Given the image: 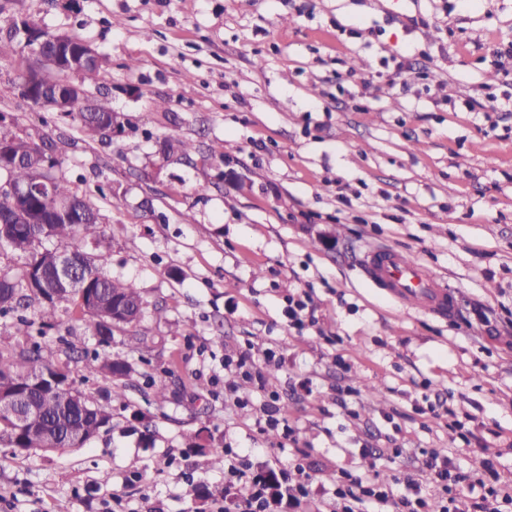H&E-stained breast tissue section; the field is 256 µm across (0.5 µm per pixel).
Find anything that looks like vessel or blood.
<instances>
[{"mask_svg":"<svg viewBox=\"0 0 512 512\" xmlns=\"http://www.w3.org/2000/svg\"><path fill=\"white\" fill-rule=\"evenodd\" d=\"M365 274L384 282L396 301L421 311L446 315L455 309V293L428 268L390 248L370 251L362 263Z\"/></svg>","mask_w":512,"mask_h":512,"instance_id":"vessel-or-blood-1","label":"vessel or blood"}]
</instances>
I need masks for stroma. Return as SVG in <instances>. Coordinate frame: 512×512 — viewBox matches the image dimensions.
Returning <instances> with one entry per match:
<instances>
[{
  "label": "stroma",
  "instance_id": "stroma-1",
  "mask_svg": "<svg viewBox=\"0 0 512 512\" xmlns=\"http://www.w3.org/2000/svg\"><path fill=\"white\" fill-rule=\"evenodd\" d=\"M20 18L97 51L122 134L85 143L20 96ZM510 100L512 0H0V111L55 143L101 214L85 252L145 302L144 343L113 351L170 372L161 404L134 376L85 447L0 446V512H240L197 430L249 478L307 482L272 512H336L340 473L419 479L433 452L512 488ZM375 246L442 277L454 313L369 284ZM44 319L60 359L95 348L64 306Z\"/></svg>",
  "mask_w": 512,
  "mask_h": 512
}]
</instances>
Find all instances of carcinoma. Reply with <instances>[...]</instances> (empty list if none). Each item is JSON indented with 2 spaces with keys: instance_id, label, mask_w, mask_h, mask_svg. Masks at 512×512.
<instances>
[{
  "instance_id": "cac0c4a2",
  "label": "carcinoma",
  "mask_w": 512,
  "mask_h": 512,
  "mask_svg": "<svg viewBox=\"0 0 512 512\" xmlns=\"http://www.w3.org/2000/svg\"><path fill=\"white\" fill-rule=\"evenodd\" d=\"M99 80V68L90 67L81 76L83 95L71 101L69 117L77 123L84 141L112 138L109 127L100 117L112 112L111 100L103 95L89 99L88 86ZM0 171L13 183L43 178L51 184V194L44 199L25 202L26 217L10 209L8 191H0V248L28 254L20 272H0V316L15 314L12 327L24 335H46L49 323L22 314L38 302L45 309L69 303L94 333L98 345L109 347L116 330L140 322L144 301L130 283L115 279L102 271L86 253L70 247L76 240L96 239L101 234L99 209L91 200L80 197L70 183L52 174L59 165L54 159L45 166V157L52 144L41 136L21 138L13 131V123L0 122ZM161 151L169 156L175 152L188 159L196 151L190 141L166 140ZM54 240L72 255L80 272L82 285L73 288L56 276V250L39 251L36 244ZM82 378L105 376L113 382L112 395L92 400L80 391L68 365L54 358L52 350L42 345L19 352L0 351V391L32 404L38 421L23 427L10 415L0 413V445L13 453L30 451L50 453L63 448H82L90 439L112 427L114 404H125L127 381L136 368L129 358L107 352L85 357ZM169 371L146 374L154 401L168 399Z\"/></svg>"
}]
</instances>
